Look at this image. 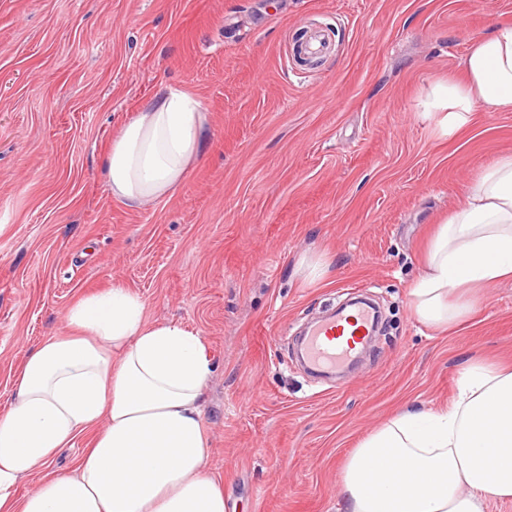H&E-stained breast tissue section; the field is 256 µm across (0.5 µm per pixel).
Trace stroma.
<instances>
[{
    "label": "stroma",
    "instance_id": "35a3bbf8",
    "mask_svg": "<svg viewBox=\"0 0 512 512\" xmlns=\"http://www.w3.org/2000/svg\"><path fill=\"white\" fill-rule=\"evenodd\" d=\"M512 0H0V413L26 349L120 282L149 321L208 343L207 470L228 512H339L346 454L406 409L450 404L462 365H512V279L448 331L408 297L435 227L512 155V112L441 135L431 86ZM321 29L314 67L293 52ZM196 96L205 142L166 197L110 195L113 139L160 86ZM305 257L331 263L307 279ZM380 325L350 383L287 337L350 293Z\"/></svg>",
    "mask_w": 512,
    "mask_h": 512
}]
</instances>
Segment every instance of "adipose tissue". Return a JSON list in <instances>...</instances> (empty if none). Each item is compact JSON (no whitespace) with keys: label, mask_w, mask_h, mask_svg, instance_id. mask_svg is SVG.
<instances>
[{"label":"adipose tissue","mask_w":512,"mask_h":512,"mask_svg":"<svg viewBox=\"0 0 512 512\" xmlns=\"http://www.w3.org/2000/svg\"><path fill=\"white\" fill-rule=\"evenodd\" d=\"M462 69L463 81L435 85L426 104L445 135L470 122L475 103L512 111V21L474 39ZM204 124L193 95L158 88L112 141V197L135 207L168 194L198 155ZM510 277L512 155L482 170L436 229L411 308L448 328L469 312L463 289ZM144 310L113 283L71 304L67 334L26 351L0 415V512H226L206 469V340L148 322ZM84 434L91 447L56 470L58 451ZM339 492L342 512H484L488 501L512 500V368L467 362L449 406L403 412L348 453Z\"/></svg>","instance_id":"ef3b65f1"}]
</instances>
